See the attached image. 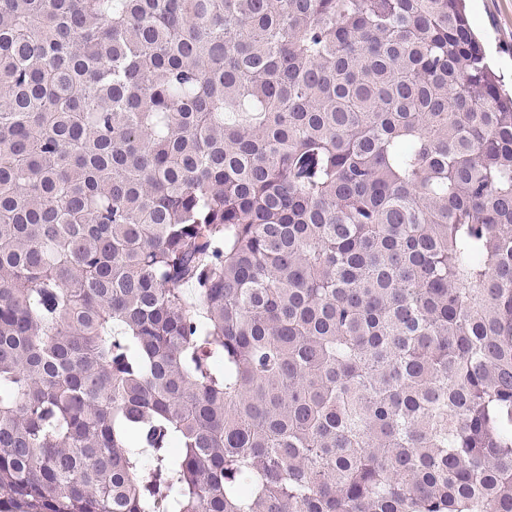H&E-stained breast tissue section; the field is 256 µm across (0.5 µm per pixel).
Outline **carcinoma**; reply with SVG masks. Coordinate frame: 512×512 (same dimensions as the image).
I'll return each mask as SVG.
<instances>
[{"instance_id":"1","label":"carcinoma","mask_w":512,"mask_h":512,"mask_svg":"<svg viewBox=\"0 0 512 512\" xmlns=\"http://www.w3.org/2000/svg\"><path fill=\"white\" fill-rule=\"evenodd\" d=\"M1 89L0 512H512L461 0H0Z\"/></svg>"}]
</instances>
